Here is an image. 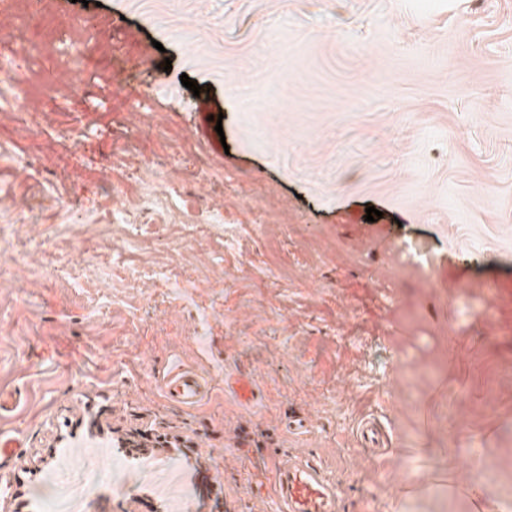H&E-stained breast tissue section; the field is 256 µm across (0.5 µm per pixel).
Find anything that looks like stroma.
Listing matches in <instances>:
<instances>
[{"label":"stroma","instance_id":"35a3bbf8","mask_svg":"<svg viewBox=\"0 0 512 512\" xmlns=\"http://www.w3.org/2000/svg\"><path fill=\"white\" fill-rule=\"evenodd\" d=\"M10 2L8 512L51 481L49 512H277V453L321 466L338 512L512 503V0H43L37 30ZM174 357L211 381L194 409L160 390ZM153 425L194 448L113 447ZM224 390L229 391L239 405L247 409L257 406L259 402V386L252 374H224ZM358 444L369 452L376 454L389 447V435L384 426L375 417L364 419L359 428Z\"/></svg>","mask_w":512,"mask_h":512}]
</instances>
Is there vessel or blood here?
Returning <instances> with one entry per match:
<instances>
[{"label": "vessel or blood", "mask_w": 512, "mask_h": 512, "mask_svg": "<svg viewBox=\"0 0 512 512\" xmlns=\"http://www.w3.org/2000/svg\"><path fill=\"white\" fill-rule=\"evenodd\" d=\"M224 388L242 407L251 409L259 402V386L253 375L225 374ZM209 392L208 380L194 369L179 362L169 366L163 380V394L171 403L193 408ZM358 444L375 454L389 447V435L378 419L369 417L360 425ZM272 464L278 475L279 512H335L336 491L320 467L308 461L290 459L284 454L275 455Z\"/></svg>", "instance_id": "vessel-or-blood-1"}]
</instances>
